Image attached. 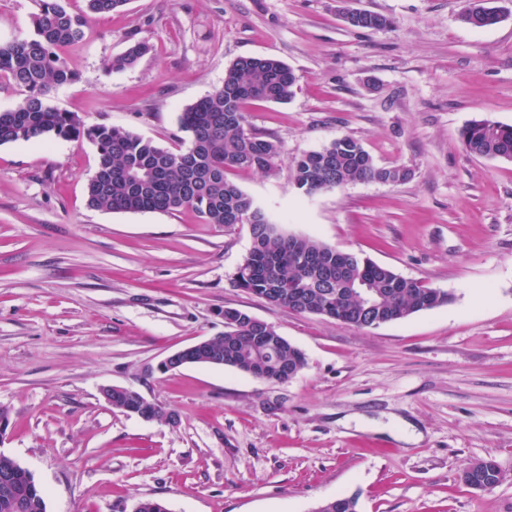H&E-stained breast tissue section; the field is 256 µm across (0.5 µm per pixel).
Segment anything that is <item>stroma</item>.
Listing matches in <instances>:
<instances>
[{
  "mask_svg": "<svg viewBox=\"0 0 512 512\" xmlns=\"http://www.w3.org/2000/svg\"><path fill=\"white\" fill-rule=\"evenodd\" d=\"M507 17L464 24V0H128L88 15L63 50L76 81L53 105L175 149L183 109L236 60L267 56L296 76L290 101H255L250 126L283 147L277 171L228 174L286 232L317 238L447 292L440 307L376 328L270 306L235 284L249 225L193 209L113 213L86 204V140L0 145V451L46 492L47 512H512V162L463 148L468 122L512 125ZM347 8L385 16L356 28ZM41 0H0V42L29 37ZM147 44L137 63L105 59ZM359 140L398 183L305 196L293 161ZM267 321L306 365L278 383L229 367L163 372L173 351L224 331L225 308ZM133 388L169 425L113 409ZM420 437L397 440L391 422ZM494 460L502 480L465 485Z\"/></svg>",
  "mask_w": 512,
  "mask_h": 512,
  "instance_id": "35a3bbf8",
  "label": "stroma"
}]
</instances>
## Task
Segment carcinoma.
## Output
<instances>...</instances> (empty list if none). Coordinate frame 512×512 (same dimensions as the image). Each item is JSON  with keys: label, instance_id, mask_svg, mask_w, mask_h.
<instances>
[{"label": "carcinoma", "instance_id": "obj_1", "mask_svg": "<svg viewBox=\"0 0 512 512\" xmlns=\"http://www.w3.org/2000/svg\"><path fill=\"white\" fill-rule=\"evenodd\" d=\"M90 12L109 14L127 0H86ZM461 20L468 24L473 9L484 13L483 26L495 24L499 13L484 6L486 0H466ZM33 36L0 43V77L27 91L14 108L0 111V145L40 138L80 139L95 144V176L87 183L88 207L112 212H170L195 209L209 224L231 227L258 209L237 184L230 169L269 174L281 156L279 141L253 131L244 106L251 101L283 103L291 99L293 71L266 57L234 62L213 93L187 106L179 118L189 146L172 151L134 132L96 124L87 126L80 116L58 109L49 93L56 85L75 78L61 50L79 43L86 19L68 12L60 0H42L34 16ZM146 52L141 43L109 58L104 68L119 72L133 66ZM464 149L481 158L512 161V126L489 119L474 120L460 132ZM409 172L401 167H380L362 144L342 137L294 162L298 189L313 196L358 181L390 179L402 182ZM254 240L235 274L237 287L265 298L274 307L306 311L343 324L365 328L377 320L395 322L420 311L441 306L450 296L421 280L404 277L393 269L359 254L334 252L322 241L287 234L266 220L250 225ZM327 257L339 262L352 287L323 280L314 283L315 269L300 257ZM265 324L224 317V334L212 339L224 352V366L250 373L256 362L275 372L281 366L304 367V353L291 344L265 347L257 336H272ZM474 483H496L500 470L492 460L469 472ZM358 500L341 496L328 501L325 512H357ZM0 512H47L44 492L33 475L9 456L0 455Z\"/></svg>", "mask_w": 512, "mask_h": 512}]
</instances>
